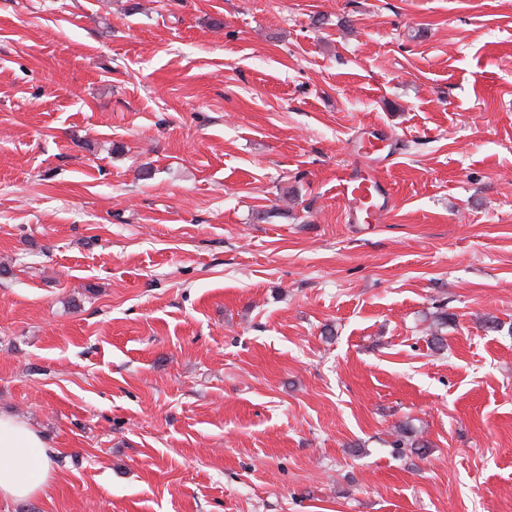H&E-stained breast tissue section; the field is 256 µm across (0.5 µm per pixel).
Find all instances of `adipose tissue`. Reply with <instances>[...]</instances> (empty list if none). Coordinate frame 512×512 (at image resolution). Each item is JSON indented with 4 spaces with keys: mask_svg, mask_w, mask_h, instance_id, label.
<instances>
[{
    "mask_svg": "<svg viewBox=\"0 0 512 512\" xmlns=\"http://www.w3.org/2000/svg\"><path fill=\"white\" fill-rule=\"evenodd\" d=\"M51 485L52 462L41 437L0 413V499L31 500L47 495Z\"/></svg>",
    "mask_w": 512,
    "mask_h": 512,
    "instance_id": "adipose-tissue-1",
    "label": "adipose tissue"
}]
</instances>
